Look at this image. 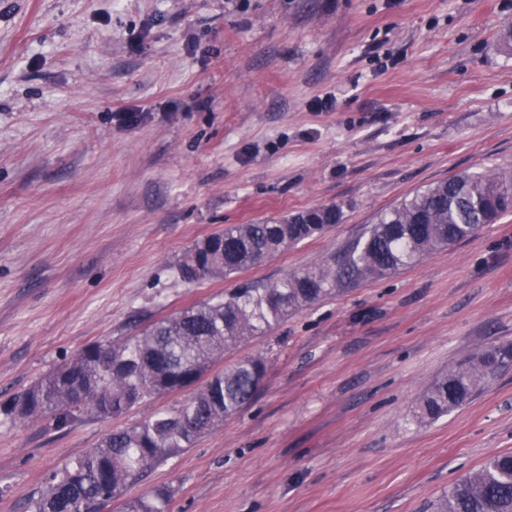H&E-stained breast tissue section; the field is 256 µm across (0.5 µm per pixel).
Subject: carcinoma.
Returning a JSON list of instances; mask_svg holds the SVG:
<instances>
[{
  "mask_svg": "<svg viewBox=\"0 0 512 512\" xmlns=\"http://www.w3.org/2000/svg\"><path fill=\"white\" fill-rule=\"evenodd\" d=\"M512 170L457 174L405 197L341 254L324 258L275 282L236 288L217 301L194 305L118 341L81 348L23 393L0 402L18 421L48 420L63 429L86 416L118 418L152 396L190 390L156 415L105 434L92 448L54 472L26 512H169L170 492L157 487L127 498L170 456L195 446L206 433L242 411L266 374V361L245 356L213 370L224 353L267 335L288 315L341 290L404 270L434 251L453 246L511 213ZM342 206L324 208L322 224H294L295 215L234 224L194 242L178 264L189 283L226 278L280 251L328 231ZM512 366V343L468 355L436 378L415 410L431 423L473 399L483 385ZM436 512H512V455L488 457L458 480Z\"/></svg>",
  "mask_w": 512,
  "mask_h": 512,
  "instance_id": "cac0c4a2",
  "label": "carcinoma"
}]
</instances>
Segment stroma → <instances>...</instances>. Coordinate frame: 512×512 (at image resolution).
Masks as SVG:
<instances>
[{"mask_svg":"<svg viewBox=\"0 0 512 512\" xmlns=\"http://www.w3.org/2000/svg\"><path fill=\"white\" fill-rule=\"evenodd\" d=\"M512 0H0V400L83 346L341 252L448 176L512 169ZM338 204L224 279L198 239ZM512 341V215L289 315L251 404L129 496L170 512H431L512 453V369L421 425L430 383ZM116 425L0 415V512Z\"/></svg>","mask_w":512,"mask_h":512,"instance_id":"35a3bbf8","label":"stroma"}]
</instances>
